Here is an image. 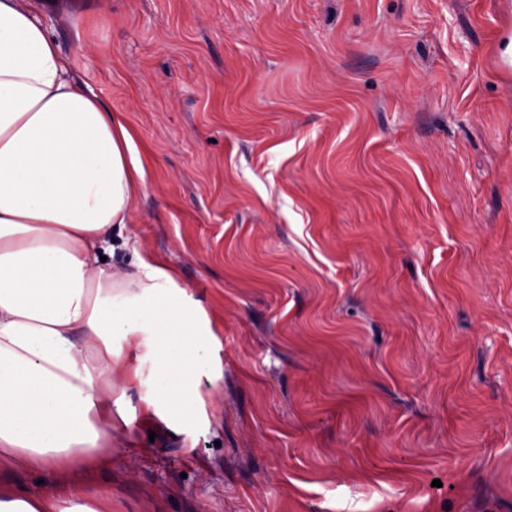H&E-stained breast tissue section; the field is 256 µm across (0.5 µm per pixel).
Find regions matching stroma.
<instances>
[{
	"label": "stroma",
	"mask_w": 512,
	"mask_h": 512,
	"mask_svg": "<svg viewBox=\"0 0 512 512\" xmlns=\"http://www.w3.org/2000/svg\"><path fill=\"white\" fill-rule=\"evenodd\" d=\"M216 332L99 512H512V0H58Z\"/></svg>",
	"instance_id": "stroma-1"
}]
</instances>
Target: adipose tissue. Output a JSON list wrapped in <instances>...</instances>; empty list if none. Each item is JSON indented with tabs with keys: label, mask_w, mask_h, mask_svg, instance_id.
<instances>
[{
	"label": "adipose tissue",
	"mask_w": 512,
	"mask_h": 512,
	"mask_svg": "<svg viewBox=\"0 0 512 512\" xmlns=\"http://www.w3.org/2000/svg\"><path fill=\"white\" fill-rule=\"evenodd\" d=\"M147 170L122 115L73 74L34 0H0V465L58 475L55 502L0 490V512H98L68 477L129 432L137 347L156 338L147 422L168 430L200 408L198 347L213 334L201 301L124 236ZM127 264L101 261L112 246Z\"/></svg>",
	"instance_id": "ef3b65f1"
}]
</instances>
